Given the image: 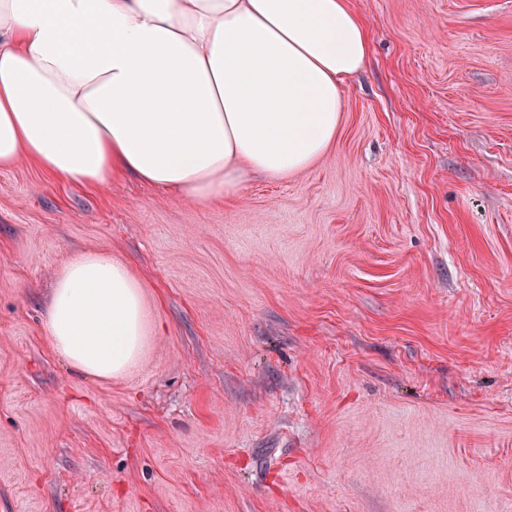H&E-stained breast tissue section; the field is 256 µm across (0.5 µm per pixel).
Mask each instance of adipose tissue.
<instances>
[{"instance_id":"obj_1","label":"adipose tissue","mask_w":512,"mask_h":512,"mask_svg":"<svg viewBox=\"0 0 512 512\" xmlns=\"http://www.w3.org/2000/svg\"><path fill=\"white\" fill-rule=\"evenodd\" d=\"M369 54L348 0H0V168L89 186L130 172L198 206L307 170ZM153 316L111 253L68 262L45 330L98 378L138 366Z\"/></svg>"}]
</instances>
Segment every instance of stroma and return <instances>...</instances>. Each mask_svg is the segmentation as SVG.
Returning <instances> with one entry per match:
<instances>
[{"label":"stroma","mask_w":512,"mask_h":512,"mask_svg":"<svg viewBox=\"0 0 512 512\" xmlns=\"http://www.w3.org/2000/svg\"><path fill=\"white\" fill-rule=\"evenodd\" d=\"M325 156L198 207L0 170V512H512V0H351ZM154 313L136 373L44 337L77 255Z\"/></svg>","instance_id":"stroma-1"}]
</instances>
